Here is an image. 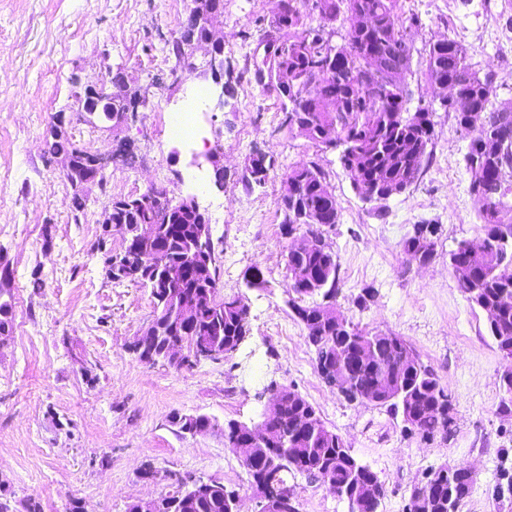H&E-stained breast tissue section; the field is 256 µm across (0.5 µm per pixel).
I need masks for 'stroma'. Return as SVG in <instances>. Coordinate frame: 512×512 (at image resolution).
<instances>
[{"label":"stroma","mask_w":512,"mask_h":512,"mask_svg":"<svg viewBox=\"0 0 512 512\" xmlns=\"http://www.w3.org/2000/svg\"><path fill=\"white\" fill-rule=\"evenodd\" d=\"M189 0H0V257L13 270L12 335L0 345V497L40 512H127L128 505L165 492L141 479L143 463L159 472L213 480L255 512L254 485L238 454L224 445V426L256 421L269 382L294 386L324 424L345 440L385 489L378 512H405L424 472L470 464L477 480L462 512H489L500 448H512V417L500 415L499 378L507 366L486 331V315L461 293L448 254L484 235L469 193L463 156L470 137L440 105L442 92L423 75L420 57L407 77L412 100L434 107L431 161L405 192L377 205L361 200L340 152L280 131V102L262 93L247 68L258 32L278 0H224V75L235 92L213 86L203 139L187 145L159 132L160 115L176 108L194 74L169 82L162 50L179 29ZM419 14L416 49L449 37L480 73L490 74L501 100H512V0H402ZM123 70L130 86L149 87L150 101L120 132L83 121L69 132L76 144L107 153L131 142L135 160L106 171L104 185L72 206L73 189L60 164L44 153L43 135L56 112L72 110L75 79ZM273 156L262 186L241 182L247 157ZM317 161L334 188L340 219L327 241L340 265L336 308L359 328L402 336L431 365L451 396L455 426L430 441L402 432L385 408L347 402L315 369L314 349L289 309L281 229V180L288 168ZM224 166V186L213 183ZM166 189L172 200L195 197L212 229L220 293L242 296L251 335L232 357L190 368L138 360L130 345L154 308L148 288L113 284L94 244L113 197ZM442 231L427 264L411 260L403 241L415 224ZM260 267L267 291L246 288ZM44 285L30 286L33 271ZM373 302L359 306L363 288ZM204 414L216 426L177 433L172 413ZM298 512H348L346 501L303 476L289 478Z\"/></svg>","instance_id":"obj_1"}]
</instances>
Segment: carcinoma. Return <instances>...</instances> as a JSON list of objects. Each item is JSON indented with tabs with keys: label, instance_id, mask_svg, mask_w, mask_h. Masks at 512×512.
Here are the masks:
<instances>
[{
	"label": "carcinoma",
	"instance_id": "1",
	"mask_svg": "<svg viewBox=\"0 0 512 512\" xmlns=\"http://www.w3.org/2000/svg\"><path fill=\"white\" fill-rule=\"evenodd\" d=\"M318 16L322 24L309 22ZM349 20L342 43H336L339 18ZM421 26L418 14L403 16L400 0H280V7L260 29L257 46L268 54L253 56L252 80L266 67V94L281 100L278 129L291 137H302L325 145V132L335 130L340 161L357 194L368 193L371 201L382 202L392 191L404 192L429 163V145L434 137L432 113L428 108H410L407 75L411 73L414 44L410 31ZM203 29H187L165 40L163 51L175 65L192 66L185 43ZM425 76L432 85L446 84L455 99L443 102L444 111L455 114L458 127L479 134L470 139L464 163L471 184L482 192L473 195L477 214L483 223L482 248L473 250L462 241L448 253V265L464 297L481 310H492L487 318L488 336L499 351L512 349V273L504 266L512 263V100L495 102L496 89L489 76H480L465 48L443 37L424 49ZM45 153L71 154L77 171L87 164L88 150L80 149L68 136L46 142ZM275 168V159L265 153L249 156L241 178L245 187L262 185ZM288 186L281 187V226L284 234L298 231L313 245L288 252V268L306 269L313 282L305 286L288 283V306L302 323L307 343L314 348L316 366L326 363L346 374L355 391L346 394L350 403L357 391H370L379 377L387 376L397 388L407 390L406 398L378 396L372 405L386 408L394 417L408 412L415 416L413 428H402L406 435L424 439L448 437L453 424L452 406L443 405L444 389L431 366L420 358L408 363L406 341L391 332L364 331L348 319L336 322V296L339 293V263L326 243V227L339 222L333 187L318 163L311 161L288 170ZM112 198V223L127 232L123 267L134 268L147 258L149 272L139 276L110 277L116 285L125 282L151 289L155 305L154 325L159 331L156 343L170 344L191 336H208L224 344V353L240 349L251 336L250 311L239 295L227 296L213 305L207 289L219 288L212 239L195 238L197 216L181 209L171 199L162 203L142 194ZM154 224L156 235L144 238L138 228ZM441 226L416 224L402 249L424 248L434 252ZM206 255L208 270L201 276L195 257ZM170 265H184V276L176 283L165 280ZM197 302L194 318H180L183 302ZM9 301L0 300V336L13 328ZM314 407L298 391L283 396L278 411L270 414L267 427L284 438L290 448L288 464L280 470L266 467L260 448L245 469L253 482H266L287 489L288 476L300 474L323 484L342 498L353 495L355 486L383 497L384 485L367 466L361 464L342 437L325 425L319 430L301 429L305 414ZM169 422L181 434L191 429L213 428L206 415L175 412ZM244 439L243 424L224 426V445L237 447ZM498 477L490 493L491 512H512V450H499ZM476 474L466 466L454 465L425 473L414 486L406 512H461ZM186 488L175 479L162 494L169 512H226L224 485L218 483L202 495L188 499L181 507L176 500L185 497Z\"/></svg>",
	"mask_w": 512,
	"mask_h": 512
}]
</instances>
